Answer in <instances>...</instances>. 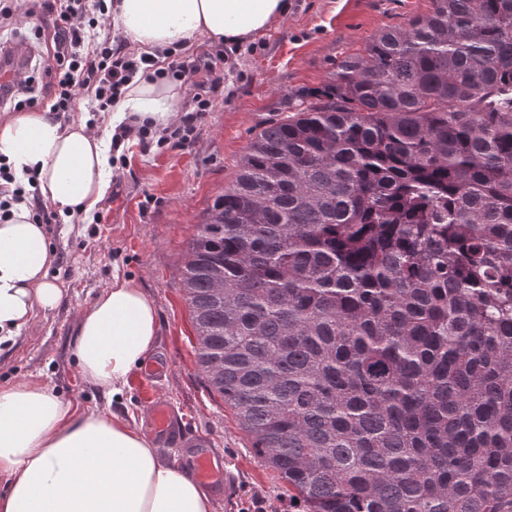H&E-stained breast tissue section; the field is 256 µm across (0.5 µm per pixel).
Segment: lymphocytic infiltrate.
Listing matches in <instances>:
<instances>
[{
  "label": "lymphocytic infiltrate",
  "instance_id": "lymphocytic-infiltrate-1",
  "mask_svg": "<svg viewBox=\"0 0 512 512\" xmlns=\"http://www.w3.org/2000/svg\"><path fill=\"white\" fill-rule=\"evenodd\" d=\"M37 17L35 36L47 37L50 49L40 75L19 66L6 85H0V112L21 111L51 97L54 112L74 111L77 100L90 96L106 111L123 88L137 75L170 77L187 82L190 100L178 126L163 130L159 139L174 146L190 144L195 125L210 108L205 90H217L224 71L223 54H207L193 61L160 54H135L112 39V9L107 0H39L24 8L21 0H0V25H12L19 14Z\"/></svg>",
  "mask_w": 512,
  "mask_h": 512
}]
</instances>
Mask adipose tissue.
Segmentation results:
<instances>
[{
  "instance_id": "ef3b65f1",
  "label": "adipose tissue",
  "mask_w": 512,
  "mask_h": 512,
  "mask_svg": "<svg viewBox=\"0 0 512 512\" xmlns=\"http://www.w3.org/2000/svg\"><path fill=\"white\" fill-rule=\"evenodd\" d=\"M289 0H114L112 32L151 53L182 49L198 37L241 44L264 33ZM184 89L136 76L112 104L110 124L161 130L181 116ZM0 155L36 177L41 199L60 215L90 213L108 188L104 138L86 122L61 123L46 110L0 122ZM0 223V344L15 342L36 311L56 309L65 290L51 279L54 253L31 202L12 203ZM157 332L152 301L131 281L113 278L82 310L75 353L85 379L120 397L144 365ZM0 512H211L186 470L161 461L127 421L80 411L34 378L0 386Z\"/></svg>"
}]
</instances>
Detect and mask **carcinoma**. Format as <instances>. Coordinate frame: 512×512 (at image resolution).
<instances>
[{
  "label": "carcinoma",
  "mask_w": 512,
  "mask_h": 512,
  "mask_svg": "<svg viewBox=\"0 0 512 512\" xmlns=\"http://www.w3.org/2000/svg\"><path fill=\"white\" fill-rule=\"evenodd\" d=\"M197 225V362L306 512H512V0H431Z\"/></svg>",
  "instance_id": "1"
}]
</instances>
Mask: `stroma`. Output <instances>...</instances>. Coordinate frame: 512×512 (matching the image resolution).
Listing matches in <instances>:
<instances>
[{"label":"stroma","instance_id":"obj_1","mask_svg":"<svg viewBox=\"0 0 512 512\" xmlns=\"http://www.w3.org/2000/svg\"><path fill=\"white\" fill-rule=\"evenodd\" d=\"M285 18L252 41L218 48L199 38L183 56L217 50L226 56L224 82L212 92V109L185 148L130 139L112 161L110 198L98 210L101 222L58 218L49 225L55 261L50 277L66 296L52 311L38 313L12 347L0 350V384L45 380L53 393L80 410L116 414L143 434L151 427L145 406L162 394L188 433L202 436L222 458L228 496L212 497V512H247L260 501L264 512H305L287 485L254 458L248 436L230 408L210 392L198 366L195 332L180 287L186 245L215 199L232 182L252 138L288 114L298 90L322 87L345 55L363 50L390 27L406 26L429 12L431 0H291ZM132 280L158 310L150 361L167 364L161 377L135 369L121 400L84 378L74 340L80 312L111 282Z\"/></svg>","mask_w":512,"mask_h":512}]
</instances>
